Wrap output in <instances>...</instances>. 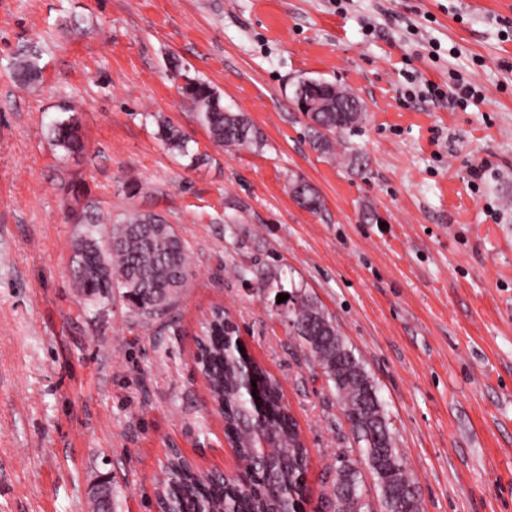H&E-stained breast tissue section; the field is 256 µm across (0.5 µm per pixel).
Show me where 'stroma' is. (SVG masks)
<instances>
[{"label":"stroma","instance_id":"obj_1","mask_svg":"<svg viewBox=\"0 0 512 512\" xmlns=\"http://www.w3.org/2000/svg\"><path fill=\"white\" fill-rule=\"evenodd\" d=\"M22 50L42 69L31 87L12 78ZM174 59L259 143L211 142ZM306 79L363 105L335 156L313 148L295 103ZM460 83L474 99H456ZM70 116L79 154L49 139ZM162 118L206 161L168 149ZM298 179L318 212L290 195ZM79 202L98 233L154 211L187 241L168 318L148 326L120 296L74 288ZM233 266L292 276L332 317L422 512H512V0H0V512H91L106 472L120 512H157L174 450L235 470L194 361L216 307L280 381L309 451L307 512H329L350 427L274 291Z\"/></svg>","mask_w":512,"mask_h":512}]
</instances>
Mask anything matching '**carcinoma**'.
Listing matches in <instances>:
<instances>
[{
	"label": "carcinoma",
	"mask_w": 512,
	"mask_h": 512,
	"mask_svg": "<svg viewBox=\"0 0 512 512\" xmlns=\"http://www.w3.org/2000/svg\"><path fill=\"white\" fill-rule=\"evenodd\" d=\"M182 79V97L197 121L221 146L238 147L258 142V133L241 112H226L220 94L208 83L187 74L178 60L170 65ZM40 75L33 57L14 63L20 85ZM321 91L346 104L360 100L350 90L327 83ZM312 145L332 156L336 137L347 129L343 114L309 112ZM159 134L169 149L199 164L207 155L189 150V137L167 120L158 122ZM55 145L68 154L79 153L83 140L78 122L70 118L51 126ZM85 229L74 244L72 277L75 287L91 298L112 297L122 290L132 311L151 321L167 316L190 277V254L185 240L167 219L156 212H133L111 226L106 244L95 236L98 215L89 207L70 215ZM257 290L276 287L289 295L285 306L290 333L299 337L309 355L332 384L344 417L359 445L358 451L336 455V471L327 506L333 512H367L360 464L373 477L381 512H421L415 487L406 470L376 387L363 361L355 354L336 323L305 289L286 286L277 278L260 275ZM237 327L217 315L204 319L197 336L195 362L206 378L213 400L224 414V435L238 458L237 471L200 473L175 457L165 468L162 488L174 490L176 512H306L308 504V450L299 427L283 402L279 381L259 361L250 362L256 387L241 375V352L224 345L225 335Z\"/></svg>",
	"instance_id": "obj_1"
}]
</instances>
